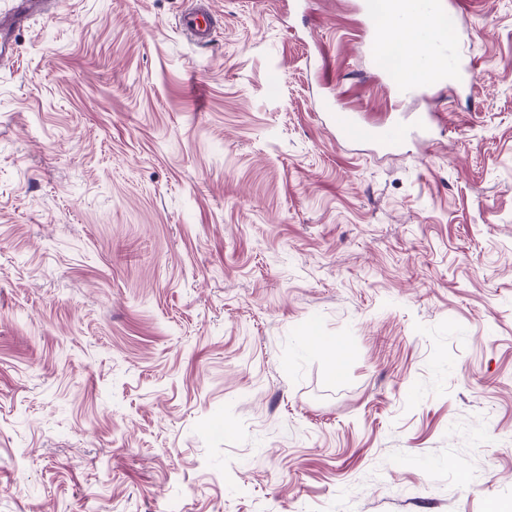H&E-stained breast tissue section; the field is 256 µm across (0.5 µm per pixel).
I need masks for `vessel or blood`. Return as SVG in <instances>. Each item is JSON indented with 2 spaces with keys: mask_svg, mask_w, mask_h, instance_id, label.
I'll list each match as a JSON object with an SVG mask.
<instances>
[{
  "mask_svg": "<svg viewBox=\"0 0 512 512\" xmlns=\"http://www.w3.org/2000/svg\"><path fill=\"white\" fill-rule=\"evenodd\" d=\"M14 7L7 13H0V58H10L13 53L14 36L23 28L25 22L33 15L42 13L46 0H14ZM459 0H448L446 7L435 9L431 18L433 30L439 44L447 42V25L453 19ZM360 11L365 23L371 31L366 43L367 50L375 63H382L388 44L382 27L377 24L375 14L369 0H363ZM180 28L191 36L199 45L212 40L214 21L202 6L196 5L182 12L179 18ZM476 64L464 44H457L455 50L446 49L443 58L434 60L428 68L427 75L420 84L407 81L404 69L385 70L384 76L388 87L395 96L406 97L418 91L449 90L457 92L472 87L476 75ZM336 133L346 142L371 141L382 148H397L407 136L400 125L391 123L376 126L363 123L356 115L340 112L336 115Z\"/></svg>",
  "mask_w": 512,
  "mask_h": 512,
  "instance_id": "b4317fda",
  "label": "vessel or blood"
}]
</instances>
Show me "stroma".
<instances>
[{
	"label": "stroma",
	"mask_w": 512,
	"mask_h": 512,
	"mask_svg": "<svg viewBox=\"0 0 512 512\" xmlns=\"http://www.w3.org/2000/svg\"><path fill=\"white\" fill-rule=\"evenodd\" d=\"M359 0H50L0 61V512H512V0L394 99ZM441 112L387 153L333 117ZM346 346L333 375L326 344ZM179 26L198 45L208 44L212 40L214 21L201 5L183 11L179 18Z\"/></svg>",
	"instance_id": "1"
}]
</instances>
